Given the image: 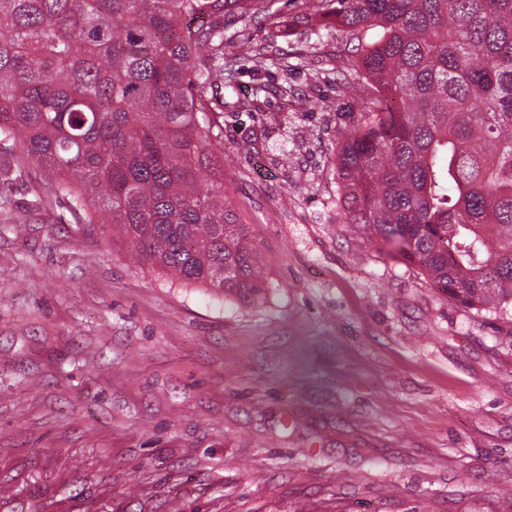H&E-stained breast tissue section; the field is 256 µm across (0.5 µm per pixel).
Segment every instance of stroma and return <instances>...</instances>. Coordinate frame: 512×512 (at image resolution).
<instances>
[{"label": "stroma", "mask_w": 512, "mask_h": 512, "mask_svg": "<svg viewBox=\"0 0 512 512\" xmlns=\"http://www.w3.org/2000/svg\"><path fill=\"white\" fill-rule=\"evenodd\" d=\"M221 16L224 194L265 291L130 262L0 149V512H512V315L451 303L336 198L353 45Z\"/></svg>", "instance_id": "stroma-1"}]
</instances>
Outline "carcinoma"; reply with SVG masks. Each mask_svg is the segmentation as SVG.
<instances>
[{
	"label": "carcinoma",
	"mask_w": 512,
	"mask_h": 512,
	"mask_svg": "<svg viewBox=\"0 0 512 512\" xmlns=\"http://www.w3.org/2000/svg\"><path fill=\"white\" fill-rule=\"evenodd\" d=\"M358 43V105L336 147L346 223L448 298L512 309V0H307ZM229 11L272 0H0V144L45 171L133 261L218 297L263 293L259 254L224 197Z\"/></svg>",
	"instance_id": "obj_1"
}]
</instances>
